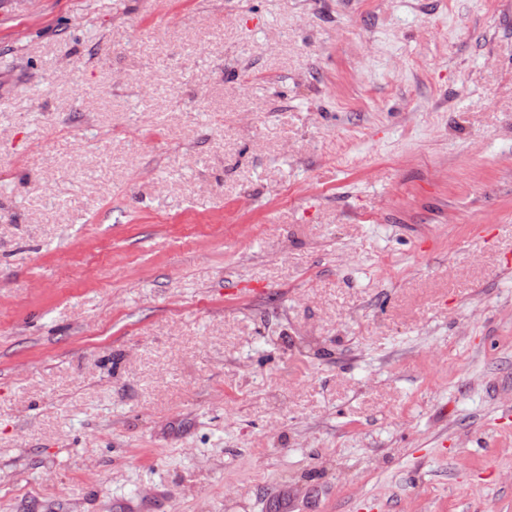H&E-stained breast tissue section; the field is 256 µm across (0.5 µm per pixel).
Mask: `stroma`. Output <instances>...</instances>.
Returning <instances> with one entry per match:
<instances>
[{
  "instance_id": "obj_1",
  "label": "stroma",
  "mask_w": 512,
  "mask_h": 512,
  "mask_svg": "<svg viewBox=\"0 0 512 512\" xmlns=\"http://www.w3.org/2000/svg\"><path fill=\"white\" fill-rule=\"evenodd\" d=\"M512 512V0H0V512Z\"/></svg>"
}]
</instances>
